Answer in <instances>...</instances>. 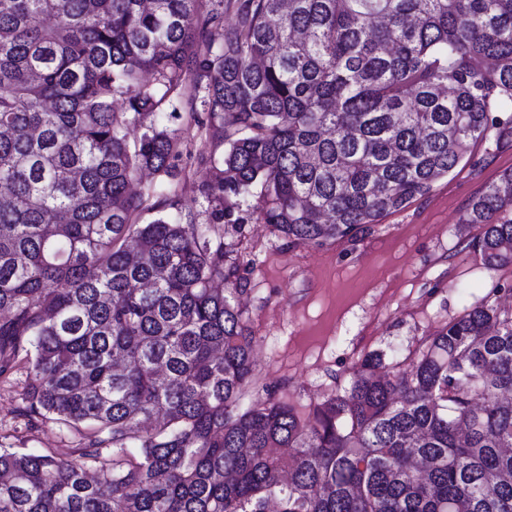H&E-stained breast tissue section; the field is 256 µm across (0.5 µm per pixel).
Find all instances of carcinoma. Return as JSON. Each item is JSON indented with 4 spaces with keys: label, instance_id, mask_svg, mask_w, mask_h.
Instances as JSON below:
<instances>
[{
    "label": "carcinoma",
    "instance_id": "1",
    "mask_svg": "<svg viewBox=\"0 0 512 512\" xmlns=\"http://www.w3.org/2000/svg\"><path fill=\"white\" fill-rule=\"evenodd\" d=\"M184 108L224 147L213 223L258 185L287 244L355 239L512 144V0H0V379L24 361L23 414L79 437L1 447L0 512H512V303L365 354L305 413L275 398L248 279L172 214L153 117ZM467 211L512 266V170Z\"/></svg>",
    "mask_w": 512,
    "mask_h": 512
}]
</instances>
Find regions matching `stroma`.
<instances>
[{
    "mask_svg": "<svg viewBox=\"0 0 512 512\" xmlns=\"http://www.w3.org/2000/svg\"><path fill=\"white\" fill-rule=\"evenodd\" d=\"M206 120L199 111L175 123L184 170L175 191L199 224H213V207L199 192L211 176L203 156L222 155L205 140ZM509 169L511 145L492 154L475 145L428 195L387 214L371 234L321 247L284 245L258 220L257 195L225 194L224 221L213 226L250 281L239 302L257 338L256 367L272 389L306 409L347 386L360 353L407 355L442 323L490 300L493 289L512 288V267L486 268L467 247L478 226L462 221L469 199ZM26 377L22 366L0 382V445L71 447L72 435L56 423L17 417Z\"/></svg>",
    "mask_w": 512,
    "mask_h": 512,
    "instance_id": "stroma-1",
    "label": "stroma"
}]
</instances>
